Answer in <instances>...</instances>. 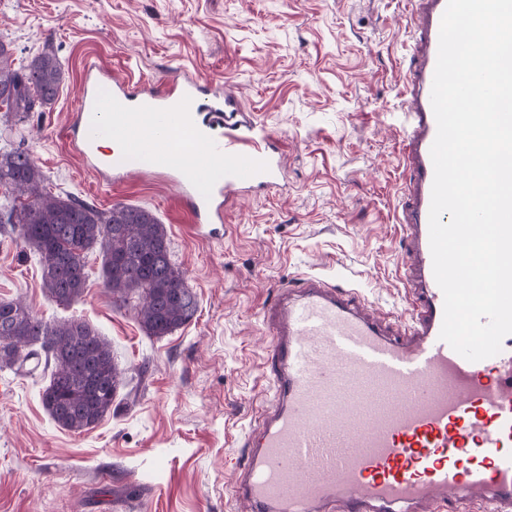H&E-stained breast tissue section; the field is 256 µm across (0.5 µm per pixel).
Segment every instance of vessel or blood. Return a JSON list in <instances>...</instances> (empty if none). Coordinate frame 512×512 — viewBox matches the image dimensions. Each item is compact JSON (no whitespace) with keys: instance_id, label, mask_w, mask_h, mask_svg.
<instances>
[{"instance_id":"vessel-or-blood-1","label":"vessel or blood","mask_w":512,"mask_h":512,"mask_svg":"<svg viewBox=\"0 0 512 512\" xmlns=\"http://www.w3.org/2000/svg\"><path fill=\"white\" fill-rule=\"evenodd\" d=\"M413 2L396 215L413 323L391 332L362 312L355 290L318 277L277 285L265 313L275 392L237 488L250 512H442L486 502L512 512V335L499 354L476 362L439 337L444 297L429 241L431 90L447 0ZM79 98L74 140L89 165L117 179L130 159L172 171L203 237H218L236 193L284 178L273 135L232 92L203 102L196 81L176 78L142 96L135 112L126 82L105 95L90 70ZM112 134L121 152L102 158L92 144Z\"/></svg>"}]
</instances>
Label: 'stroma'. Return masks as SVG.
Masks as SVG:
<instances>
[{
	"instance_id": "35a3bbf8",
	"label": "stroma",
	"mask_w": 512,
	"mask_h": 512,
	"mask_svg": "<svg viewBox=\"0 0 512 512\" xmlns=\"http://www.w3.org/2000/svg\"><path fill=\"white\" fill-rule=\"evenodd\" d=\"M411 11L409 0H0L15 66L49 49L65 70L45 111L0 120V152H28L54 194L152 211L198 299L189 323L148 336L138 297L106 293L98 251L64 306L44 291L38 254L0 231V300L89 323L126 377L111 415L74 433L42 405L47 374L0 370V512H249L234 487L273 393L262 317L273 286L319 273L394 328L408 323L395 211ZM90 63L135 83L228 84L278 138L283 187L234 198L223 237L201 240L164 175L106 184L69 140Z\"/></svg>"
}]
</instances>
